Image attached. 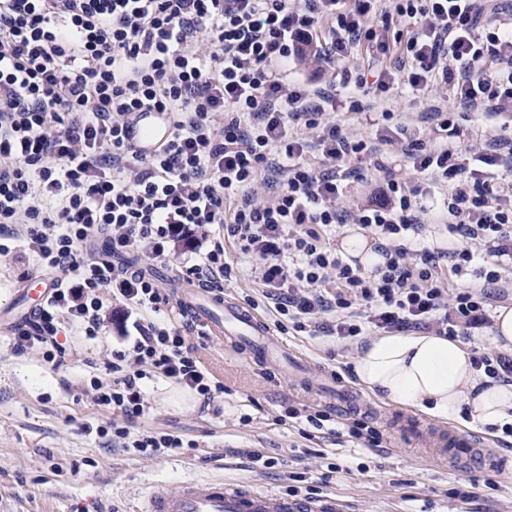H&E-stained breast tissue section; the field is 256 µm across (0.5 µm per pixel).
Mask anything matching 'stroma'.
Segmentation results:
<instances>
[{
	"instance_id": "1",
	"label": "stroma",
	"mask_w": 512,
	"mask_h": 512,
	"mask_svg": "<svg viewBox=\"0 0 512 512\" xmlns=\"http://www.w3.org/2000/svg\"><path fill=\"white\" fill-rule=\"evenodd\" d=\"M388 25L390 55L361 46L337 62L336 71L393 67L412 22L394 14ZM360 101L363 112L390 113L392 130L406 126L434 141L439 135L431 113L460 109L450 86L437 82L416 90L402 72L390 90L361 95ZM182 253L178 246L159 258L116 255L112 261L140 268L171 294L188 285L176 273ZM119 309L118 302H109L103 340H82L81 365L67 369L46 362L37 348L14 355L6 336L12 323L0 320V512H135L155 489L173 491L187 481L223 479L287 492L298 474L321 495L336 497L344 512H512L511 439L502 443L456 423L453 431L491 452L495 464L431 462L423 450L431 445L428 429L435 419L372 396L352 370L358 345L322 328L313 334L291 327L283 332V340L305 359L302 367L255 362L241 349L206 340L202 358L223 381L224 393L192 410L167 403L172 382L149 383L151 408L136 429L179 432L196 442V449L143 457L100 447L81 430L100 418V410L75 401L68 386L85 376L86 362L99 361L115 343ZM324 370L352 388L357 405H345L317 384L315 377ZM301 404L339 422L365 419L382 432V447L310 439L279 422L286 408ZM250 450L271 458V467L252 463ZM334 463L342 464V471H331ZM457 489L474 490L476 496L459 501L453 497Z\"/></svg>"
}]
</instances>
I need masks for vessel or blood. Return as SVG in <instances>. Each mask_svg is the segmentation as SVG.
Listing matches in <instances>:
<instances>
[{
  "instance_id": "obj_1",
  "label": "vessel or blood",
  "mask_w": 512,
  "mask_h": 512,
  "mask_svg": "<svg viewBox=\"0 0 512 512\" xmlns=\"http://www.w3.org/2000/svg\"><path fill=\"white\" fill-rule=\"evenodd\" d=\"M127 135L136 147L148 151L169 139L171 128L161 113L142 112ZM178 302L214 335L231 339L257 360L277 363L288 354L266 321L228 296L189 287L181 289ZM471 453L470 442L449 431L442 433L432 451L433 456L443 459ZM143 512H341V506L331 496L310 499L279 491L252 490L219 479L188 481L174 493L152 492Z\"/></svg>"
}]
</instances>
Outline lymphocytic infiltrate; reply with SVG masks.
<instances>
[{"label": "lymphocytic infiltrate", "instance_id": "lymphocytic-infiltrate-1", "mask_svg": "<svg viewBox=\"0 0 512 512\" xmlns=\"http://www.w3.org/2000/svg\"><path fill=\"white\" fill-rule=\"evenodd\" d=\"M371 2L0 0V257L26 259L53 283L9 344L17 354L41 348L60 367L78 353L69 328L100 335L105 296L135 318L134 335L74 387L76 400L113 415L83 432L148 456L178 452L179 435L132 428L149 408L145 381L172 380L207 402L224 391L168 295L146 273L116 269L114 253L159 257L169 242L192 243L179 276L218 291L234 275L231 252L251 256L246 275L268 308L301 331L328 317L352 344L372 329L453 339L488 324L493 290L507 281L500 259L512 255V190L494 174L512 170V140L468 145L464 164L458 148L377 127L414 172L448 187V230L462 243L443 269L416 247L421 187L385 161L374 163L381 178L364 204L339 207L350 180L343 162L365 145L325 120L335 96L278 71L334 63L363 40L388 51L367 25ZM396 11L416 21L406 42L412 88L439 80L463 106L512 110V30L479 37L481 0H403ZM323 23L320 44L313 32ZM141 112L164 113L172 126L148 152L126 137ZM298 121L313 138L291 131ZM313 150L331 171L314 172ZM349 221L378 240L383 265L363 272L331 247ZM100 237L106 252L89 253ZM487 240L490 261L476 249ZM286 416L366 448L382 444L362 419L330 429L324 411Z\"/></svg>", "mask_w": 512, "mask_h": 512}]
</instances>
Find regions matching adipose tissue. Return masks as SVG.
<instances>
[{"label": "adipose tissue", "mask_w": 512, "mask_h": 512, "mask_svg": "<svg viewBox=\"0 0 512 512\" xmlns=\"http://www.w3.org/2000/svg\"><path fill=\"white\" fill-rule=\"evenodd\" d=\"M353 370L373 396L436 420L481 429L512 424V381L489 380L459 340L428 333L376 336Z\"/></svg>", "instance_id": "1"}]
</instances>
